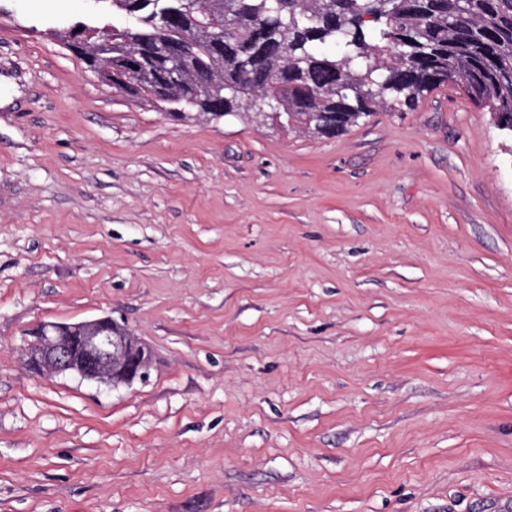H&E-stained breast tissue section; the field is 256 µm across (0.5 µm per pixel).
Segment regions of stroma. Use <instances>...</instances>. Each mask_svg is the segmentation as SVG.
Listing matches in <instances>:
<instances>
[{
	"instance_id": "35a3bbf8",
	"label": "stroma",
	"mask_w": 512,
	"mask_h": 512,
	"mask_svg": "<svg viewBox=\"0 0 512 512\" xmlns=\"http://www.w3.org/2000/svg\"><path fill=\"white\" fill-rule=\"evenodd\" d=\"M0 0V512H512V133L461 86L323 137L119 96ZM109 316L116 388L24 364Z\"/></svg>"
}]
</instances>
